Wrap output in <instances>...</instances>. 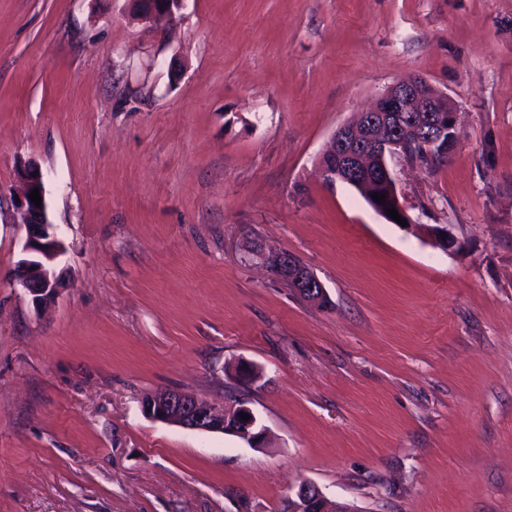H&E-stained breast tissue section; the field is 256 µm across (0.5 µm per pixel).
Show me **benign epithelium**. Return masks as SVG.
Listing matches in <instances>:
<instances>
[{"instance_id":"1","label":"benign epithelium","mask_w":512,"mask_h":512,"mask_svg":"<svg viewBox=\"0 0 512 512\" xmlns=\"http://www.w3.org/2000/svg\"><path fill=\"white\" fill-rule=\"evenodd\" d=\"M128 3L130 11L142 20L168 24L175 21L183 6V0H128ZM458 138L457 108L448 95L422 78L404 79L393 84L374 106L334 132L318 160L319 172L327 183L341 181L354 188L361 187L357 176H363L370 182L367 186L370 205L392 224L395 220L386 215L388 208L396 209L407 221L409 217L400 205L388 158L420 146L428 159L445 162L453 155ZM19 176L23 190L13 197L11 206L26 228V242L24 257L14 269V281L41 308L53 302L62 288V275L56 271L54 261L64 245L53 232L46 202L38 207L29 199L35 188L40 196H45L40 169L28 161L21 165ZM374 194L385 195L386 203L375 201ZM425 232L444 251L457 247L456 239L444 227L427 226ZM247 252L307 301L322 306L329 303L320 279L308 268L295 264L287 253L271 251L257 243L249 244ZM142 409L148 418L169 425L231 433L255 446L265 440L266 429L258 425L253 411L243 401L230 412H219L204 398L164 389L145 399ZM242 413L248 414L250 420H241ZM283 512H351V509L329 501L315 483L302 481L285 499Z\"/></svg>"}]
</instances>
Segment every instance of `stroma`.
<instances>
[{"instance_id": "35a3bbf8", "label": "stroma", "mask_w": 512, "mask_h": 512, "mask_svg": "<svg viewBox=\"0 0 512 512\" xmlns=\"http://www.w3.org/2000/svg\"><path fill=\"white\" fill-rule=\"evenodd\" d=\"M414 76L460 136L391 159L405 227L317 160ZM26 161L65 248L44 309L12 277ZM163 388L245 401L267 445L148 419ZM303 480L354 512H512V0H184L171 27L0 0V512H280ZM247 252L262 264L268 272L283 280L307 301L325 306L329 303L326 290L320 279L307 267L295 264L300 262L286 252L267 250L261 244L250 243Z\"/></svg>"}]
</instances>
